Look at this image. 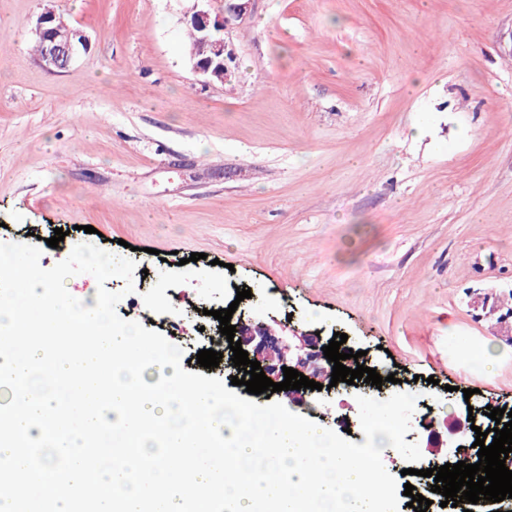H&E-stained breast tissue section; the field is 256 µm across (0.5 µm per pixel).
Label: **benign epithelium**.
I'll return each mask as SVG.
<instances>
[{"instance_id":"obj_1","label":"benign epithelium","mask_w":512,"mask_h":512,"mask_svg":"<svg viewBox=\"0 0 512 512\" xmlns=\"http://www.w3.org/2000/svg\"><path fill=\"white\" fill-rule=\"evenodd\" d=\"M251 0H225L224 11L213 12L195 0L192 11L186 16L187 25L197 31L196 40L189 49V61L195 73L208 82H224L232 69L236 57L225 34L233 21L243 19L250 8ZM35 36L42 45L37 62L50 72H61L73 63L80 50L87 49L88 39L79 29L68 24L64 17L54 10L42 13L36 22ZM293 336L299 340L298 353L292 361H287L282 341L268 333L265 323L240 321L236 326L234 340L241 341L242 349L248 352V358L260 362L265 375L275 381L284 378L282 367H292L309 379H316L317 362L325 360L320 349L317 335L298 328L292 329ZM443 426L448 433V447L456 456L465 454L463 445L454 440L461 426L457 418L445 417L442 420L431 418L422 421V427L432 429L428 449L440 453L442 435L437 430Z\"/></svg>"}]
</instances>
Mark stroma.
<instances>
[{"label": "stroma", "mask_w": 512, "mask_h": 512, "mask_svg": "<svg viewBox=\"0 0 512 512\" xmlns=\"http://www.w3.org/2000/svg\"><path fill=\"white\" fill-rule=\"evenodd\" d=\"M193 6L0 0V242L133 259L118 315L183 349L234 303L292 348L347 334L415 416L511 408L512 0H253L228 84L189 63ZM49 9L88 38L60 73L31 50ZM356 396L297 412L340 434Z\"/></svg>", "instance_id": "1"}]
</instances>
